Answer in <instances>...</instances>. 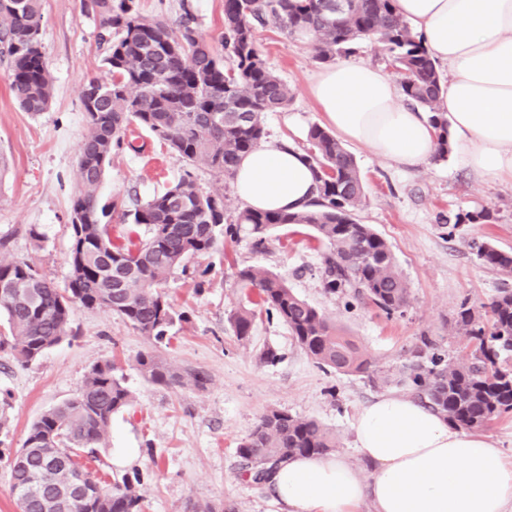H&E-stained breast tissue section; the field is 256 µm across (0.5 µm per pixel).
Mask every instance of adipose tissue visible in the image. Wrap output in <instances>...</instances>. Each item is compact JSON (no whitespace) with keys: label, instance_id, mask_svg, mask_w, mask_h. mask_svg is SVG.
Wrapping results in <instances>:
<instances>
[{"label":"adipose tissue","instance_id":"1","mask_svg":"<svg viewBox=\"0 0 512 512\" xmlns=\"http://www.w3.org/2000/svg\"><path fill=\"white\" fill-rule=\"evenodd\" d=\"M399 14L448 68L439 107L449 145L478 178L512 181V0H397ZM310 93L334 133L398 166L425 163L435 131L400 103L381 69L342 63L319 71ZM234 190L250 209L305 210L315 196L304 151L278 140L240 160ZM362 474L343 456L286 460L267 486L278 512H512V461L491 436L460 428L416 398L384 393L353 422Z\"/></svg>","mask_w":512,"mask_h":512}]
</instances>
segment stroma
Returning a JSON list of instances; mask_svg holds the SVG:
<instances>
[{
	"instance_id": "35a3bbf8",
	"label": "stroma",
	"mask_w": 512,
	"mask_h": 512,
	"mask_svg": "<svg viewBox=\"0 0 512 512\" xmlns=\"http://www.w3.org/2000/svg\"><path fill=\"white\" fill-rule=\"evenodd\" d=\"M42 13L43 52L54 86L49 109L34 115L19 108L0 65V237L8 238L10 257L29 261L61 285L69 275L78 145L87 130L81 89L107 72L98 19L81 0H42ZM256 37L268 67L293 90L287 107L264 113L266 133L306 148L309 128L323 121L309 94L322 65L309 42L288 38L276 24L258 29ZM125 139L126 147L112 154L99 194L103 202L119 199L131 207L164 191L184 163L139 125H129ZM351 152L366 193L356 217L389 244L410 291L404 313L389 317L327 293L323 249L302 225L275 229L262 252L241 233L238 242L192 257L165 285L183 319L155 352L177 369L207 371L205 388L148 382L137 366L148 347L144 336L116 316L73 306L72 337L37 361L24 365L0 351V512H17L10 461L31 424L76 394L92 366L105 362L123 374L133 402L113 416L95 467L109 482L139 474L143 512H190L196 502L224 512H276L266 487L244 476L237 453L272 410L317 421L335 435L337 454L366 469L354 447L358 410L380 394L409 393L412 368L428 364L431 354L448 362L467 359V342L454 329L461 304L485 321L499 290L512 288V278L485 266L471 247L472 241L490 240L512 250V182L484 183L453 154L402 167L356 146ZM483 208L491 212L490 222L448 234L449 215ZM32 226L39 238L30 237ZM249 266L285 277L295 294L371 360V374L319 367L283 322L262 313L250 336L239 339L230 318L257 301L236 277ZM267 349L277 353L275 362H261Z\"/></svg>"
}]
</instances>
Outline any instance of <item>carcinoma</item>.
<instances>
[{"label":"carcinoma","instance_id":"carcinoma-1","mask_svg":"<svg viewBox=\"0 0 512 512\" xmlns=\"http://www.w3.org/2000/svg\"><path fill=\"white\" fill-rule=\"evenodd\" d=\"M99 18V40L106 45L109 79L91 78L82 88L88 131L79 144V183L71 216L70 272L57 287L23 259H0V316L10 331L0 349L28 364L69 337L72 306L122 318L149 345L163 340L175 312L162 288L192 256L234 240L248 227L252 246L266 248L272 230L305 225L325 245L323 286L331 294L363 299L391 315L403 312L409 288L396 268L388 243L354 218L365 200L354 156L336 136L318 124L308 130L306 155L316 180V198L295 212L243 208L226 222L224 196L204 193L186 172L163 192L132 209L114 200L103 203L99 187L112 150L124 143L135 122L194 169L207 168L231 177L241 157L264 136L262 116L291 102L292 91L267 66L256 40L257 27L273 21L293 39L312 42L315 58L328 63L354 52L362 42L379 44L400 77L405 103L426 112L435 130V158L448 155V119L439 108L441 73L436 60L397 11L396 0H224V41L214 47L199 30L193 5L182 0L171 25L148 19L134 0H83ZM41 0H0V58L20 108L32 114L48 110L52 78L41 45ZM130 224L146 226L138 243L112 242L109 211ZM487 210L448 217V233L460 224L491 221ZM477 257L490 269L512 277V252L490 241L475 244ZM242 285L258 291L266 314L285 325L317 364L345 373H368L372 362L341 335L315 307L297 296L286 280L255 267L237 272ZM483 323L461 305L456 327L468 341L467 360L448 363L432 355L430 365L410 374L412 394L462 428L479 430L512 412V289L504 288L489 304ZM251 311L232 316L236 335H250ZM137 364L151 382L170 386L186 378L203 388L202 369L181 374L150 349ZM132 403V394L110 363L93 366L79 392L34 421L11 462V490L26 499L25 512H46L58 499L65 472L50 466L66 456L69 466L85 472L101 493L71 498L59 512H141L138 475H125L105 488L86 459L108 434L112 415ZM336 437L314 420L272 410L263 415L238 447L245 472L256 483L267 480L271 466L309 455H327Z\"/></svg>","mask_w":512,"mask_h":512}]
</instances>
